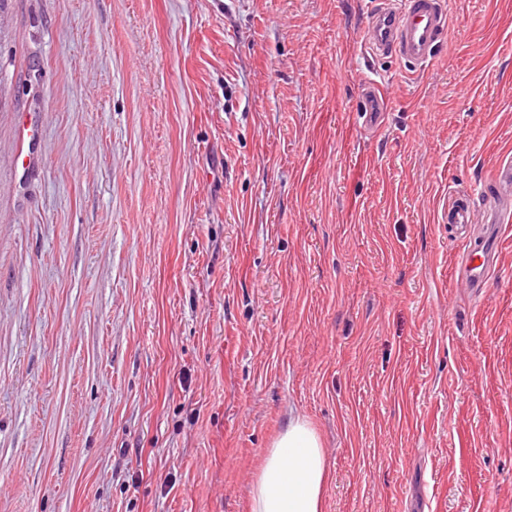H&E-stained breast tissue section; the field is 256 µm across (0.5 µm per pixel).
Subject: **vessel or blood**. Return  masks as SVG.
<instances>
[{"label": "vessel or blood", "instance_id": "b4317fda", "mask_svg": "<svg viewBox=\"0 0 512 512\" xmlns=\"http://www.w3.org/2000/svg\"><path fill=\"white\" fill-rule=\"evenodd\" d=\"M451 10L448 0H376L371 10L365 46L373 56L393 57L414 70L427 67L447 41ZM384 99L377 80H369L363 94L360 116L363 121L380 125ZM471 197L451 194L443 208L445 223L454 227L458 238L469 246L461 257L460 270L473 289L486 286L492 271L495 251L489 239L471 245L476 224Z\"/></svg>", "mask_w": 512, "mask_h": 512}]
</instances>
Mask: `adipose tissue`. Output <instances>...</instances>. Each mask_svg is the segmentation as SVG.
Listing matches in <instances>:
<instances>
[{"label":"adipose tissue","instance_id":"adipose-tissue-1","mask_svg":"<svg viewBox=\"0 0 512 512\" xmlns=\"http://www.w3.org/2000/svg\"><path fill=\"white\" fill-rule=\"evenodd\" d=\"M326 474L319 435L304 419H291L265 453L250 512H322Z\"/></svg>","mask_w":512,"mask_h":512}]
</instances>
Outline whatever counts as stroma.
<instances>
[{
	"label": "stroma",
	"instance_id": "stroma-1",
	"mask_svg": "<svg viewBox=\"0 0 512 512\" xmlns=\"http://www.w3.org/2000/svg\"><path fill=\"white\" fill-rule=\"evenodd\" d=\"M373 2L0 6V512H250L293 416L323 512H512V223L475 293L440 219L512 157V0L420 73ZM379 86L380 82L369 79L364 88L363 109H361L360 114L357 113L359 118L374 126H379L383 120L384 98L379 93Z\"/></svg>",
	"mask_w": 512,
	"mask_h": 512
}]
</instances>
